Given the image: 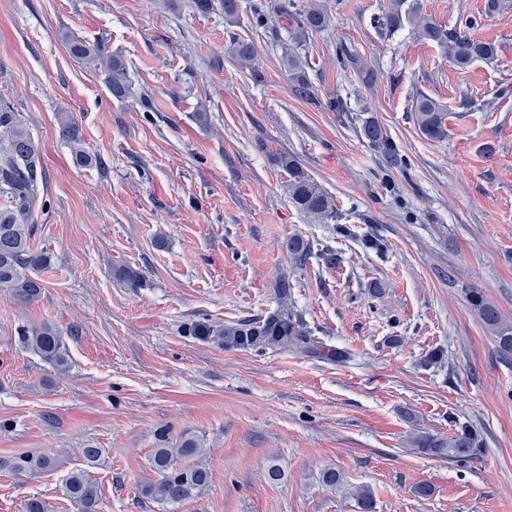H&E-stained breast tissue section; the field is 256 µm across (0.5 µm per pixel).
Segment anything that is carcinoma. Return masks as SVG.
Instances as JSON below:
<instances>
[{"label": "carcinoma", "instance_id": "1", "mask_svg": "<svg viewBox=\"0 0 512 512\" xmlns=\"http://www.w3.org/2000/svg\"><path fill=\"white\" fill-rule=\"evenodd\" d=\"M294 0H288L283 16L291 22L288 38L292 48L284 56L295 96L309 100L314 87L306 73V57L301 49L307 45L310 34L328 26L330 19L323 7L311 3L305 9L290 11ZM375 27L384 35H392L405 25H414L418 36L436 44L448 61L459 69H466L479 60L496 56V45L449 29L423 12L419 0H388L382 14L374 19ZM67 50L75 60L105 75L106 82L116 99L130 93L127 68L123 57L107 50L98 42H89L75 35L64 36ZM227 53L242 68L255 66L254 44L241 38L230 42ZM354 70L368 87L376 84L377 70L367 62L353 59ZM413 112L420 133L430 141L448 137L446 112L435 99L419 96ZM59 129L63 139L71 146L76 163L89 164L92 158L82 146V134L73 117L68 113L59 116ZM361 133L368 145L382 153L389 166L399 160L397 148L378 119L363 121ZM279 166L288 173V195L293 205L320 223L336 218V205L332 197L301 166L297 158L281 154L276 158ZM44 167L41 155L29 129L19 113L6 100L0 99V291L8 293L21 305L37 301L44 289L38 271L51 266L52 255L33 248L34 211L39 186L43 182ZM277 308L262 319L241 320L218 329L208 323L194 326V335L202 339L214 338L226 349L248 348L254 350H291L301 354L319 351L321 342L312 335L302 319L288 306L291 285L281 278L276 283ZM471 303L483 324L497 338L499 356L512 358V327L504 324L498 309L480 294H474ZM18 340L22 349L40 358L59 372L69 368V354L60 332L48 322L21 327ZM412 444L421 452L435 457H449L458 462L473 459L481 440L476 430L462 425L455 435L440 438L428 433L412 437ZM204 448L190 436L180 439L174 448H156L151 458V468L156 479L141 488L144 497L160 504H177L199 496L210 484L211 470L204 463ZM56 466L52 453L19 455L0 458V471L17 476L36 477ZM66 497L80 512H97L99 493L96 483L87 471H71L64 484ZM350 496L361 512H373V492L367 485L351 488Z\"/></svg>", "mask_w": 512, "mask_h": 512}]
</instances>
